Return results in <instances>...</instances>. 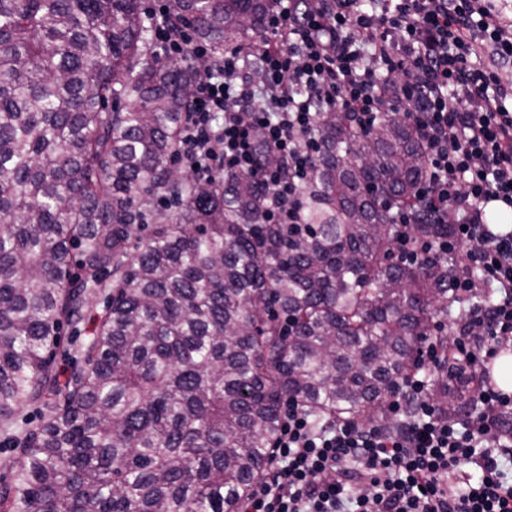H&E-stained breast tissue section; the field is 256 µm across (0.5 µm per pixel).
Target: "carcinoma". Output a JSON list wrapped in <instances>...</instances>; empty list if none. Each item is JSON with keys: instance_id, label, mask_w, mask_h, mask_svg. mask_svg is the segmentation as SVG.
<instances>
[{"instance_id": "1", "label": "carcinoma", "mask_w": 512, "mask_h": 512, "mask_svg": "<svg viewBox=\"0 0 512 512\" xmlns=\"http://www.w3.org/2000/svg\"><path fill=\"white\" fill-rule=\"evenodd\" d=\"M268 8L168 0L163 20L217 56ZM157 23L142 0H0V447L23 449L0 512H240L285 403L375 421L425 344L448 356L428 383L440 415L476 406L469 361L432 329L461 307L462 257L397 254L391 210H417L424 175L413 124L318 113L299 223L267 224L253 176H173L198 67L161 58ZM159 192L180 209L134 254ZM97 291L106 312L62 383L60 330Z\"/></svg>"}]
</instances>
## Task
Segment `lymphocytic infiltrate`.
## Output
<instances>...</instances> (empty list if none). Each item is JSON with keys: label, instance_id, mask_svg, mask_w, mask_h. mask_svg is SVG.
<instances>
[{"label": "lymphocytic infiltrate", "instance_id": "1", "mask_svg": "<svg viewBox=\"0 0 512 512\" xmlns=\"http://www.w3.org/2000/svg\"><path fill=\"white\" fill-rule=\"evenodd\" d=\"M153 40L173 59L207 55L182 26ZM257 54V69L243 58ZM512 20L494 0H272L258 49L225 47L194 83L180 162L256 177L272 224L297 223L292 204L317 155V113H350L369 129L382 110L380 75L418 129L425 160L419 213L395 211L398 246L423 258L467 247L457 296L491 292L459 322L456 349L478 379L480 412L443 419L423 380L404 381L384 407L396 425L357 420L315 426L289 404L273 467L241 512H512V393L487 382L485 365L512 349V233L494 234L486 209L512 210ZM264 141L277 165L260 164ZM452 224L451 238H413V224ZM476 467L460 476L462 463Z\"/></svg>", "mask_w": 512, "mask_h": 512}]
</instances>
